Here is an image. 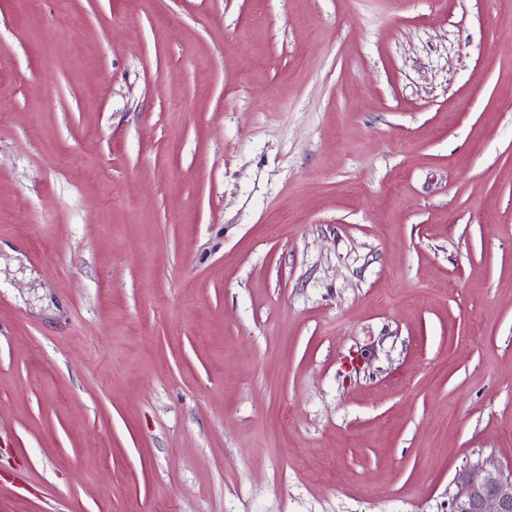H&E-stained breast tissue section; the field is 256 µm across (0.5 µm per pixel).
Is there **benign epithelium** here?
Segmentation results:
<instances>
[{
    "instance_id": "benign-epithelium-1",
    "label": "benign epithelium",
    "mask_w": 512,
    "mask_h": 512,
    "mask_svg": "<svg viewBox=\"0 0 512 512\" xmlns=\"http://www.w3.org/2000/svg\"><path fill=\"white\" fill-rule=\"evenodd\" d=\"M452 512H512V465L472 467L457 485Z\"/></svg>"
}]
</instances>
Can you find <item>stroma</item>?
Segmentation results:
<instances>
[{"label": "stroma", "instance_id": "obj_1", "mask_svg": "<svg viewBox=\"0 0 512 512\" xmlns=\"http://www.w3.org/2000/svg\"><path fill=\"white\" fill-rule=\"evenodd\" d=\"M512 464V0H0V512H451Z\"/></svg>", "mask_w": 512, "mask_h": 512}]
</instances>
